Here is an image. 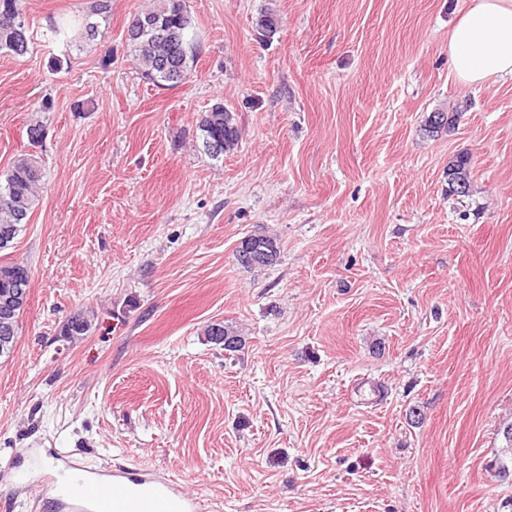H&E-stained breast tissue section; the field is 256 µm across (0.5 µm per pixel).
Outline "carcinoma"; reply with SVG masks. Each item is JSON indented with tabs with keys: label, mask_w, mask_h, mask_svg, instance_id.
<instances>
[{
	"label": "carcinoma",
	"mask_w": 512,
	"mask_h": 512,
	"mask_svg": "<svg viewBox=\"0 0 512 512\" xmlns=\"http://www.w3.org/2000/svg\"><path fill=\"white\" fill-rule=\"evenodd\" d=\"M112 9V0H95L89 11L82 15H74L63 19L59 23H53L49 28L55 39L68 40L69 35L78 32L82 35L86 45L94 44L98 36V22L93 17L102 18L108 16ZM187 12L186 0H153L152 6L146 10L138 11L130 16L127 27H132L140 19H150L152 22L171 29L182 30L180 43L167 49L170 56L180 59L185 78L192 75L193 65L198 55L199 42L196 41L192 24H184ZM22 14L20 0H0V50L5 49L15 56H22L29 50V41L26 29L15 26V19ZM131 61L138 69L142 78L155 87H168L170 83L163 67L159 64L160 47L154 43L152 30L142 29L137 35L128 39ZM458 112L436 111L428 116L426 127L428 132L438 134L449 131L457 122ZM198 136L199 148L211 159L220 161L224 154L233 151L239 143L240 132L233 114L228 109L221 112L209 111L199 121ZM219 139L223 142L221 153L208 150L205 141ZM43 180V167L37 163L27 164L22 160L16 161L0 178V225L14 224L17 227L28 223V220L37 205L39 186ZM462 183L464 187H470V159L461 155L456 157L448 165V195L465 196L468 191L461 193L454 190V185ZM261 246L272 254V261H277L279 256L276 241L265 235H251L241 242L236 250V261L245 268L265 267L267 263L259 261L250 263L243 259L242 251L254 244ZM25 272V266L14 263H0V297L12 291L13 285ZM89 317L82 311L71 315L65 325L64 335L74 338L85 335L90 329ZM206 336L216 345H221L224 350L235 352L242 347V339L235 335L221 323H212L205 330Z\"/></svg>",
	"instance_id": "1"
}]
</instances>
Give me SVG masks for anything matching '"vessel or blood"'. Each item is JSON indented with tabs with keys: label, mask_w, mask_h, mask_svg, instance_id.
I'll list each match as a JSON object with an SVG mask.
<instances>
[{
	"label": "vessel or blood",
	"mask_w": 512,
	"mask_h": 512,
	"mask_svg": "<svg viewBox=\"0 0 512 512\" xmlns=\"http://www.w3.org/2000/svg\"><path fill=\"white\" fill-rule=\"evenodd\" d=\"M44 499L50 500L58 512H196L195 498L169 478L147 473L134 479L116 470L108 481L89 479L78 463H70L67 471L48 470Z\"/></svg>",
	"instance_id": "b4317fda"
}]
</instances>
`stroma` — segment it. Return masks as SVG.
Instances as JSON below:
<instances>
[{
	"instance_id": "35a3bbf8",
	"label": "stroma",
	"mask_w": 512,
	"mask_h": 512,
	"mask_svg": "<svg viewBox=\"0 0 512 512\" xmlns=\"http://www.w3.org/2000/svg\"><path fill=\"white\" fill-rule=\"evenodd\" d=\"M470 2L188 0L199 56L164 90L126 40L150 0H112L90 48L48 31L90 0H23L0 175L32 152L44 188L0 250L30 272L0 359V512H40L31 487L60 454L171 475L202 512H512V81L450 73ZM218 103L241 138L215 161L196 134ZM254 234L275 264L237 263ZM219 322L242 349L207 341ZM463 182L465 190L457 192L453 186ZM470 187V159L468 156H457L456 160L448 165V193L452 196H465ZM253 243H260L262 248H265L268 251H271L272 261H270V262L259 261V262L255 263V264L254 263H250V262H246L243 259L241 252L246 247L251 246ZM278 256H279V251H278V247H277L276 241L273 238H271L269 236H265V235H251V236H248L245 240H243L241 242V246L238 247V249L236 250V254H235L236 261L241 266H243L244 268H249V269L258 268V267H265V266H271L272 264H274L277 261Z\"/></svg>"
}]
</instances>
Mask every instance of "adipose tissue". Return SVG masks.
Segmentation results:
<instances>
[{"mask_svg": "<svg viewBox=\"0 0 512 512\" xmlns=\"http://www.w3.org/2000/svg\"><path fill=\"white\" fill-rule=\"evenodd\" d=\"M448 67L469 88L512 78V0H473L449 33Z\"/></svg>", "mask_w": 512, "mask_h": 512, "instance_id": "obj_1", "label": "adipose tissue"}]
</instances>
